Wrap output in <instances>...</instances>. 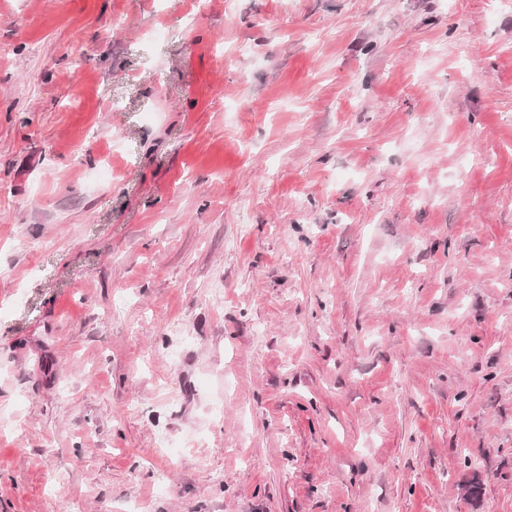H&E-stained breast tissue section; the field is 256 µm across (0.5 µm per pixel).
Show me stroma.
Here are the masks:
<instances>
[{"label": "stroma", "instance_id": "35a3bbf8", "mask_svg": "<svg viewBox=\"0 0 512 512\" xmlns=\"http://www.w3.org/2000/svg\"><path fill=\"white\" fill-rule=\"evenodd\" d=\"M0 419V512H512V0H0Z\"/></svg>", "mask_w": 512, "mask_h": 512}]
</instances>
